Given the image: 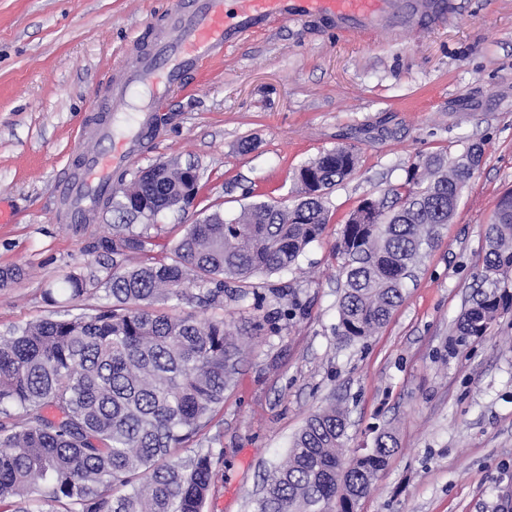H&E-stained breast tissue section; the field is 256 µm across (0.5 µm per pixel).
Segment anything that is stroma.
Returning <instances> with one entry per match:
<instances>
[{
	"instance_id": "1",
	"label": "stroma",
	"mask_w": 512,
	"mask_h": 512,
	"mask_svg": "<svg viewBox=\"0 0 512 512\" xmlns=\"http://www.w3.org/2000/svg\"><path fill=\"white\" fill-rule=\"evenodd\" d=\"M447 2L444 19L394 32L270 19L188 77L126 171L194 164V207L148 222L105 208L75 235L54 219L58 175L83 121L111 114L102 88L114 66L172 0H0V206L12 215L0 223V267L26 271L0 289V332L47 316V283L94 265L90 246L112 225L148 229L161 259L200 214H239L246 189L288 204L302 164L340 145L359 154L326 194L331 221L297 268L258 275L245 299L228 292L211 310L233 321L242 354L203 437L224 452L205 512H254L267 471L332 402L348 411V454L383 429L398 439L356 512H512V310L470 350L451 349L485 228L512 190V0ZM474 142L482 163L404 302L376 335L340 342L332 247L346 216L400 187L419 158L453 159Z\"/></svg>"
}]
</instances>
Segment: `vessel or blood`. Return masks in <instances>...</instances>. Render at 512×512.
Here are the masks:
<instances>
[{
  "instance_id": "obj_1",
  "label": "vessel or blood",
  "mask_w": 512,
  "mask_h": 512,
  "mask_svg": "<svg viewBox=\"0 0 512 512\" xmlns=\"http://www.w3.org/2000/svg\"><path fill=\"white\" fill-rule=\"evenodd\" d=\"M443 9L442 0H175L149 30V48L136 50V67L119 69L105 88L121 102L132 86L150 89L136 123L121 127L113 119L92 121L79 135L73 161L59 179L63 221L87 223L118 175L147 149L167 101L187 76L203 63L223 60L227 47L268 19H324L339 29L363 30L390 21L410 25Z\"/></svg>"
}]
</instances>
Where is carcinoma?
I'll list each match as a JSON object with an SVG mask.
<instances>
[{
    "label": "carcinoma",
    "instance_id": "cac0c4a2",
    "mask_svg": "<svg viewBox=\"0 0 512 512\" xmlns=\"http://www.w3.org/2000/svg\"><path fill=\"white\" fill-rule=\"evenodd\" d=\"M483 149L453 162L431 155L410 165L391 197L364 199L333 247L343 278L335 333L343 342L377 333L403 301L407 274L454 218L462 186ZM350 147L324 152L295 173L296 200H260L229 219L215 210L193 224L163 260L142 258L151 237L130 225L92 246L98 268L70 270L43 290L50 314L0 335V508L5 512H204L221 454L194 448L236 374L241 347L232 322L181 310L224 303L253 276L288 271L331 215L324 195L350 175ZM199 184L163 162L121 196L150 214L194 207ZM481 289L456 321V342L485 336L512 307V191L488 224ZM95 295L89 312L80 302ZM336 403L314 412L264 480L255 512H355L397 453L379 432L353 457Z\"/></svg>",
    "mask_w": 512,
    "mask_h": 512
}]
</instances>
